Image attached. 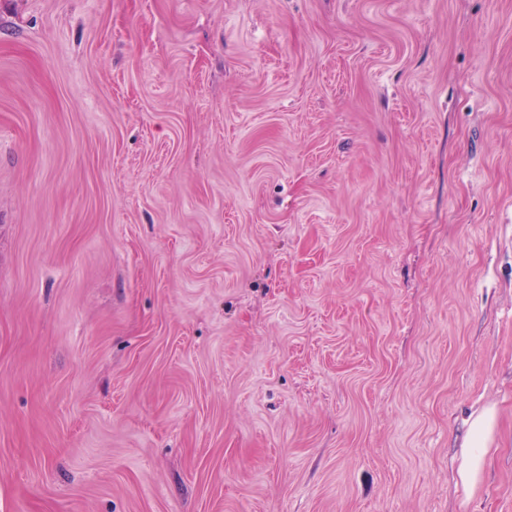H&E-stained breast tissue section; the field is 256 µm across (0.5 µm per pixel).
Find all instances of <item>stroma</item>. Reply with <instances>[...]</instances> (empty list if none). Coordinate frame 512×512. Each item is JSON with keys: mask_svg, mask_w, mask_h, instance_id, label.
<instances>
[{"mask_svg": "<svg viewBox=\"0 0 512 512\" xmlns=\"http://www.w3.org/2000/svg\"><path fill=\"white\" fill-rule=\"evenodd\" d=\"M0 512H512V0H0ZM497 414L492 407L473 416L469 423V432L459 467V478L463 486L476 487L482 480L485 465V452L496 428Z\"/></svg>", "mask_w": 512, "mask_h": 512, "instance_id": "35a3bbf8", "label": "stroma"}]
</instances>
